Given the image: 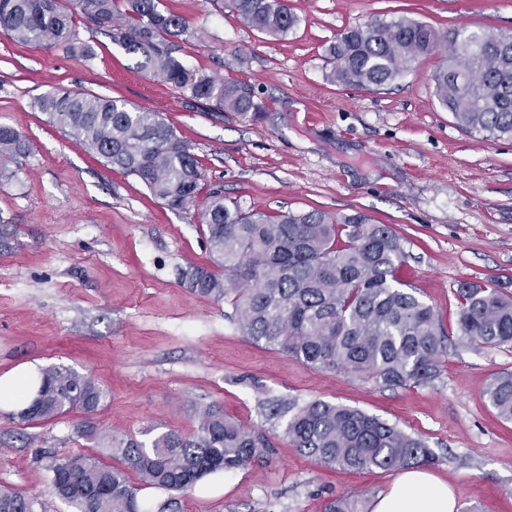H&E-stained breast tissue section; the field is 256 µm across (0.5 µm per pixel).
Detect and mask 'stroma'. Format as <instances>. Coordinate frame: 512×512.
<instances>
[{
    "label": "stroma",
    "mask_w": 512,
    "mask_h": 512,
    "mask_svg": "<svg viewBox=\"0 0 512 512\" xmlns=\"http://www.w3.org/2000/svg\"><path fill=\"white\" fill-rule=\"evenodd\" d=\"M165 4L192 32L185 64L246 85L261 111L203 109L83 26L90 58L0 32V125L29 146L0 173V374L33 363L88 376L106 394L97 426L144 442L192 432L207 407L269 439L263 458L232 473L184 491L141 489L152 512L164 503L168 512H323L332 497L373 502L397 471L321 467L289 445L287 415L270 413L313 400L422 438L459 512H512V421L483 395L512 372V345L449 344L434 380L402 388L251 342L230 303L189 287V273L210 264L195 210L169 209L37 105L64 88L158 113L199 159L203 191H222L242 210L360 212L389 225L407 254L401 280L453 335L459 283L512 280V137L471 136L439 105L432 75L442 53L390 85L348 89L327 81L325 48L345 28L400 17L443 36H512V0H288L299 22L282 39L211 0ZM12 414L0 407V486L22 493L32 512H73L51 494L45 465L94 453L78 432L84 413L30 424Z\"/></svg>",
    "instance_id": "stroma-1"
}]
</instances>
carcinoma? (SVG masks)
Listing matches in <instances>:
<instances>
[{
	"mask_svg": "<svg viewBox=\"0 0 512 512\" xmlns=\"http://www.w3.org/2000/svg\"><path fill=\"white\" fill-rule=\"evenodd\" d=\"M250 28L284 38L299 18L287 0H228ZM104 31L137 59V68L189 94L207 108L257 109L250 90L189 70L181 57L188 28L162 0H0V30L23 44H76L77 24ZM448 56L433 74L439 103L459 127L485 139L512 137V37L478 31L448 33ZM439 36L411 18L344 29L327 47L330 82L355 88L391 83L433 54ZM48 120L76 135L106 164L137 176L172 210H186L200 191V161L157 113L122 100L55 90L38 99ZM26 154L23 135L0 126V161ZM208 250L220 271L192 272V291L232 305L242 333L318 370L368 375L387 386L433 380L446 353V336L433 308L397 278L405 261L400 239L385 224L356 213L336 218L321 211L246 213L215 193L198 213ZM458 338L467 347L512 344V297L497 280L462 282ZM486 398L512 420V372L488 386ZM104 392L89 377L58 367L42 370L21 423L42 422L79 409L91 415ZM117 464L73 454L48 466L49 488L77 512H142L137 485L183 491L203 477L232 472L262 457L268 441L206 408L189 434L163 432L146 444L107 436L92 422L80 430ZM289 443L322 467L399 470L434 459L418 437L363 411L321 400L297 409L284 431ZM0 512H31L19 492L0 489ZM324 512H362L345 497Z\"/></svg>",
	"mask_w": 512,
	"mask_h": 512,
	"instance_id": "cac0c4a2",
	"label": "carcinoma"
}]
</instances>
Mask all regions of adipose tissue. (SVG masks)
Segmentation results:
<instances>
[{
	"label": "adipose tissue",
	"instance_id": "obj_1",
	"mask_svg": "<svg viewBox=\"0 0 512 512\" xmlns=\"http://www.w3.org/2000/svg\"><path fill=\"white\" fill-rule=\"evenodd\" d=\"M39 377L40 371L33 364L0 375V406H20ZM372 512H458L457 498L448 481L413 467L404 470L376 498Z\"/></svg>",
	"mask_w": 512,
	"mask_h": 512
}]
</instances>
